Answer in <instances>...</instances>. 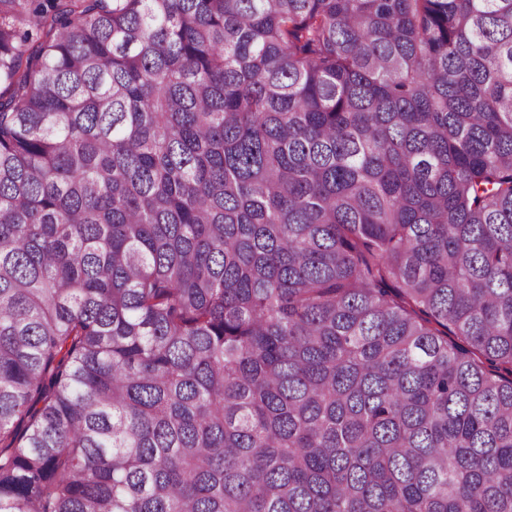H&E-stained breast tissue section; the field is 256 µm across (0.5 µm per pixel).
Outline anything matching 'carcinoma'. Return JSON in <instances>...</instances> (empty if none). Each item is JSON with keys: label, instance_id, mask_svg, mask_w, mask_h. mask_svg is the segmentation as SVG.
<instances>
[{"label": "carcinoma", "instance_id": "cac0c4a2", "mask_svg": "<svg viewBox=\"0 0 512 512\" xmlns=\"http://www.w3.org/2000/svg\"><path fill=\"white\" fill-rule=\"evenodd\" d=\"M0 512H512V0H0Z\"/></svg>", "mask_w": 512, "mask_h": 512}]
</instances>
